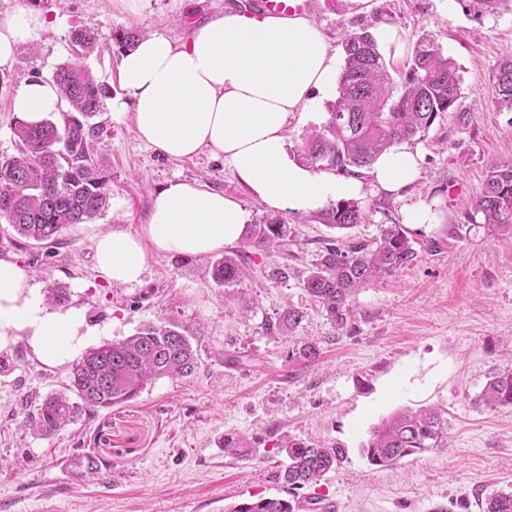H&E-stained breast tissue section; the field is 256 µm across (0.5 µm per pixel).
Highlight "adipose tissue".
Instances as JSON below:
<instances>
[{
    "mask_svg": "<svg viewBox=\"0 0 512 512\" xmlns=\"http://www.w3.org/2000/svg\"><path fill=\"white\" fill-rule=\"evenodd\" d=\"M46 25L34 7L18 8L1 21L0 68L12 67L19 47ZM339 77L335 52L307 15L257 16L234 7L192 23L182 43L162 34L138 41L120 64L141 140L175 159L208 151L269 207L302 214L362 195L359 179L308 168L288 153L291 120L311 109L316 96L330 94ZM63 104L52 80L35 77L17 92L13 110L38 124ZM421 161L402 143L377 158L370 176L379 189L395 194L417 176ZM248 220L236 199L196 181L172 182L159 193L142 232L97 235L96 265L112 284H136L148 251L212 254L242 239ZM89 333L82 310L49 306L39 284L15 263L0 260V351L23 337L40 360L60 365Z\"/></svg>",
    "mask_w": 512,
    "mask_h": 512,
    "instance_id": "adipose-tissue-1",
    "label": "adipose tissue"
}]
</instances>
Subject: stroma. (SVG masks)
<instances>
[{
	"label": "stroma",
	"mask_w": 512,
	"mask_h": 512,
	"mask_svg": "<svg viewBox=\"0 0 512 512\" xmlns=\"http://www.w3.org/2000/svg\"><path fill=\"white\" fill-rule=\"evenodd\" d=\"M260 2L140 0L131 12L123 0H0V21L24 5L48 19L32 48H21V61L0 69V157L15 152L11 104L22 84L75 62L108 90L93 119V149L109 193L102 215L66 226L53 247L19 237L0 217V260L21 261L42 288H66L68 306L82 309L93 331L86 349L162 319L190 331L198 356L193 376L158 379L131 401L45 435L22 427L21 416L66 390L72 363L42 362L23 338L0 351V512H230L283 497L275 475L291 436L344 451L335 469L296 490L302 505L318 499L337 502V512H482L486 495L512 492V407L476 404L489 376L512 364V235L469 220L488 166L512 150V111L496 107L493 80L512 53L511 11L477 17L457 0H373L370 14L352 15L342 0H311L309 15L336 51L344 33L382 22L410 47L434 39L460 68L466 122L447 112L411 140L423 163L401 194L365 182L362 224L343 231L281 210L293 232L288 247L251 255L232 286L212 281L208 255L149 253L140 283L131 286H113L97 269L96 234L138 231L172 181L196 180L235 197L251 223L271 215L224 161L205 151L171 159L140 141L119 79L120 33L179 42L188 22L236 4L255 13ZM77 29L108 36L107 47L78 54L71 42ZM419 202L437 212V223L405 224V210ZM400 223L417 260L362 289L354 331L336 336L303 288L305 271L323 242L370 241L384 225ZM433 237L445 242L436 253L424 249ZM274 267L283 278L270 279ZM246 299L252 311H243ZM291 306L307 313L297 334L320 342L319 358L308 365L289 361L292 337L265 329ZM433 405L448 418L447 448L390 468L370 465L363 448L383 419ZM228 435L248 438L249 447L225 454ZM88 453L100 459L99 474L76 467Z\"/></svg>",
	"instance_id": "1"
}]
</instances>
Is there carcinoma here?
<instances>
[{
  "mask_svg": "<svg viewBox=\"0 0 512 512\" xmlns=\"http://www.w3.org/2000/svg\"><path fill=\"white\" fill-rule=\"evenodd\" d=\"M512 0H457L476 16H494ZM101 35L72 32L74 46L83 53L99 47ZM338 96L329 118L311 131L301 149L305 165L330 167L360 175L387 149L426 132L444 112L464 120L462 78L454 60L432 39L414 45L399 80H394L371 33L362 29L346 35ZM74 114L63 125L45 120L37 125L14 122L16 154L0 159V217L26 240L58 243L68 224H84L108 207L105 177L93 157L95 127L89 119L101 111L105 88L84 67L63 65L53 72ZM496 106L512 111V56L498 65ZM473 215L493 229L512 233V155L492 162L473 201ZM314 218L337 229L363 221L355 202L339 201ZM246 246L265 251L288 242V225L279 217H265L249 226ZM247 252H230L216 259L210 277L220 286L237 283L244 273ZM417 259V251L400 224H388L372 242L331 240L322 246L316 263L303 280L306 292L319 304L336 332L352 328L354 298L374 282L393 276ZM304 312L288 308L282 320L266 327L294 333ZM320 353L317 340L294 337L288 357L309 364ZM198 368L197 351L187 330L167 321L148 322L122 340L87 351L72 368L67 390L73 396L52 394L24 423L43 433L63 430L82 412H94L134 399L149 382L163 377L186 378ZM477 404L487 410L512 406V367L495 371ZM448 444V419L439 407L394 414L378 426L365 451L371 465L389 467L402 459L430 453ZM288 462L278 480L290 490L323 478L342 458V449L288 438L282 445ZM298 502L266 497L241 503L233 512H295ZM483 512H512V493H492L481 502Z\"/></svg>",
  "mask_w": 512,
  "mask_h": 512,
  "instance_id": "cac0c4a2",
  "label": "carcinoma"
}]
</instances>
